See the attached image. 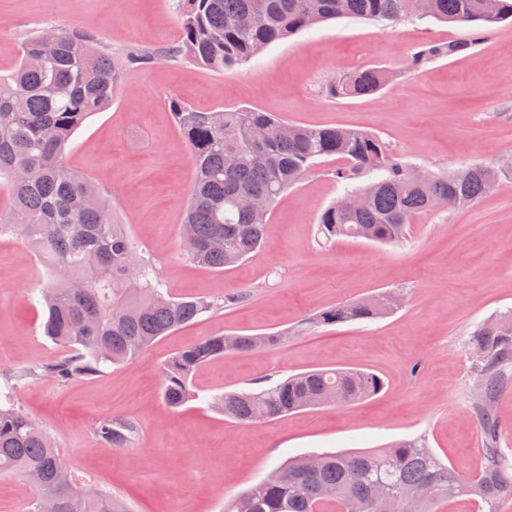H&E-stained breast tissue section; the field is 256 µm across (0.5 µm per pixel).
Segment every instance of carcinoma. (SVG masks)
<instances>
[{
  "instance_id": "carcinoma-1",
  "label": "carcinoma",
  "mask_w": 512,
  "mask_h": 512,
  "mask_svg": "<svg viewBox=\"0 0 512 512\" xmlns=\"http://www.w3.org/2000/svg\"><path fill=\"white\" fill-rule=\"evenodd\" d=\"M181 41L164 57H186L216 73L233 71L270 45L317 24L348 17L396 24L423 18L416 0H176ZM429 17L479 26L469 41L431 43L414 53L407 69L470 50L496 24L512 18V0H498L486 13L481 0H433ZM124 70L97 38L81 27L60 32L50 55L41 33L28 38L21 58L0 75V185L12 206L0 214V234L19 231L49 268L38 294L45 308L44 336L64 347L56 361L19 368L5 376L0 391V473L44 484L28 512H129L122 500L102 491L85 492L66 466L47 432L17 411L9 389L40 375L63 382L100 374L109 365L137 358L161 338L187 325L215 304L202 298L173 297L155 264L117 223L112 198L87 176L73 171L65 152L74 133L112 105ZM390 80L382 67H368L331 82L332 97L376 93ZM168 107L182 132L195 177L183 223L190 241L183 245L193 263L212 270L233 266L258 253L267 235L277 198L294 186L317 160L343 158L336 179L350 184L368 178L355 191L368 194L366 205L348 211L333 204L318 221L327 239L340 236L378 243L403 239L408 225L436 204L466 207L483 197L504 170L482 164L446 176L418 179L412 167L377 135L346 127L289 123L254 108L198 110L177 98ZM264 129L252 142L253 129ZM246 193L267 198L261 211L243 209ZM24 223L13 222L15 214ZM392 311L388 294L373 304L365 299L338 304L307 321L311 326L374 320ZM280 334H220L190 344L163 361L162 397L177 410L194 398L189 381L209 361L230 353L260 350L280 343ZM469 347L479 352L480 387L474 412L485 448L476 473L463 477L436 456L426 441L401 440L387 448L358 453H323L317 469L307 458L277 467L284 477L262 480L225 505L224 512H375L376 491L393 495L430 485L434 497L419 512L457 496H471L488 512L512 496V460L499 448L500 428L493 406L512 382V315L477 326ZM383 380L361 368L323 369L294 374L252 392L212 397V406L241 425L323 406H350L378 394ZM97 433L109 448L133 444L138 431L126 419L107 417Z\"/></svg>"
}]
</instances>
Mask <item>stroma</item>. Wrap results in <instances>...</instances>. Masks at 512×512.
<instances>
[{"label": "stroma", "instance_id": "1", "mask_svg": "<svg viewBox=\"0 0 512 512\" xmlns=\"http://www.w3.org/2000/svg\"><path fill=\"white\" fill-rule=\"evenodd\" d=\"M79 26L122 65L131 50L159 53L129 69L111 106L74 137L66 160L112 198L119 223L156 265L172 296L224 301V308L160 339L133 361L91 379L50 376L16 387L13 404L46 429L82 482L123 499L132 512H224L225 503L286 459L361 451L425 438L457 473H475L483 436L472 403L477 377L468 351L480 322L512 311V174L464 209L417 215L400 242L350 237L319 241L321 212L343 193L341 160L318 161L277 200L262 250L214 271L181 248L194 172L167 106L249 107L288 122L346 126L378 135L412 167L436 175L476 163L512 161V22L499 23L464 54L407 69L421 47L471 36L433 19L393 26L352 18L318 25L236 70L216 74L163 53L179 37L174 0H0V74L18 63L27 36ZM368 66L393 79L377 93L332 98L327 85ZM20 235H0V375L56 360L30 295L46 280ZM394 291L392 314L307 326L340 303ZM279 332V345L215 359L190 378L194 400L170 408L161 396L164 359L208 336ZM357 367L384 389L352 406H327L248 426L207 404L224 391L319 368ZM134 421L138 437L108 449L100 419Z\"/></svg>", "mask_w": 512, "mask_h": 512}]
</instances>
